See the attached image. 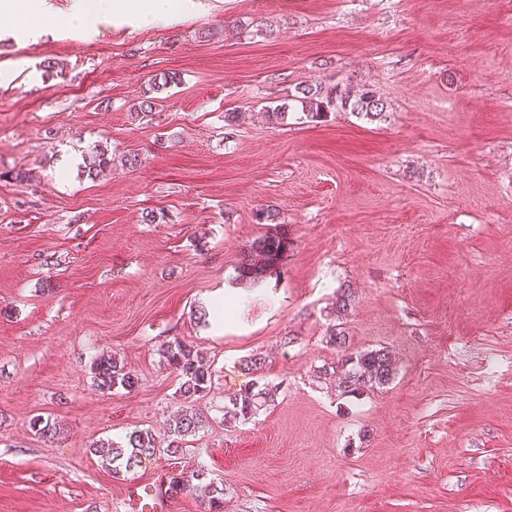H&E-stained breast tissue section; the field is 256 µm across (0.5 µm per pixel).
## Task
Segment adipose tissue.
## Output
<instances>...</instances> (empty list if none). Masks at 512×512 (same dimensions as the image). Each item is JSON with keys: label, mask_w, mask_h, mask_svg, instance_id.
<instances>
[{"label": "adipose tissue", "mask_w": 512, "mask_h": 512, "mask_svg": "<svg viewBox=\"0 0 512 512\" xmlns=\"http://www.w3.org/2000/svg\"><path fill=\"white\" fill-rule=\"evenodd\" d=\"M198 11L197 0H72L68 26L76 32L95 31L116 16L145 25H166Z\"/></svg>", "instance_id": "obj_1"}]
</instances>
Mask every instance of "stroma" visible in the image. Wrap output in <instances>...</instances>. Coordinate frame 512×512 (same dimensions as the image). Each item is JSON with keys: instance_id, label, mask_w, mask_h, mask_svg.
I'll list each match as a JSON object with an SVG mask.
<instances>
[{"instance_id": "obj_1", "label": "stroma", "mask_w": 512, "mask_h": 512, "mask_svg": "<svg viewBox=\"0 0 512 512\" xmlns=\"http://www.w3.org/2000/svg\"><path fill=\"white\" fill-rule=\"evenodd\" d=\"M201 2L85 36L60 25L71 0H46L57 23L35 42L0 15V512H123L125 481L89 446L136 428L166 441L175 337L214 372L196 407L242 388L255 353L280 392L135 479L206 466L224 512H512V0ZM169 72L178 84L138 116ZM302 82L369 86L387 115L261 117ZM233 110L250 116L225 126ZM96 146L112 163L90 178ZM267 207L279 223H259ZM276 232V275L236 283ZM343 284L352 350L397 360L356 398L314 376L339 357L325 334ZM227 286L236 314L196 320ZM104 352L134 390L96 389ZM36 415L56 439L34 435Z\"/></svg>"}]
</instances>
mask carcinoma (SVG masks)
<instances>
[{"mask_svg":"<svg viewBox=\"0 0 512 512\" xmlns=\"http://www.w3.org/2000/svg\"><path fill=\"white\" fill-rule=\"evenodd\" d=\"M272 124L284 122L290 114L301 113L311 122H323L333 112H353L373 121L383 118L386 103L368 87L354 88L339 83L324 86L320 83H304L295 87L288 99L263 109ZM112 159L103 151H95L86 159V171L90 176L108 167ZM288 242L280 234L266 235L257 239L247 250L236 268V281L259 285L273 275L278 262L286 251ZM355 296L350 288L340 290L329 316L333 323L327 330L326 343L341 352L337 362L324 364L316 370V377L328 379L338 376L336 392L344 396L362 395L374 389H383L395 379V359L390 350L382 348L349 351L347 332L343 319L354 306ZM163 364L180 379L179 391L185 406L177 412L168 427V443L161 446L148 429H134L125 436V445L114 446L109 440L93 443L89 451L106 462L116 476L123 477L139 467L143 460L161 452L173 456L183 451L188 438L208 427L211 418L195 408V398L212 387L211 368L204 364L202 353L195 346L177 337L161 347ZM91 373L97 389L112 394L116 389H133L139 378L112 354L102 353L91 364ZM279 394V386L250 380L239 392L227 398L221 407L223 421L249 420L273 405ZM34 434L51 438L56 427L50 421L35 416L30 420ZM194 494L209 507L210 512H224V496L227 488L203 466H198L187 480L168 483L165 493L177 497L184 492Z\"/></svg>","mask_w":512,"mask_h":512,"instance_id":"obj_1","label":"carcinoma"}]
</instances>
